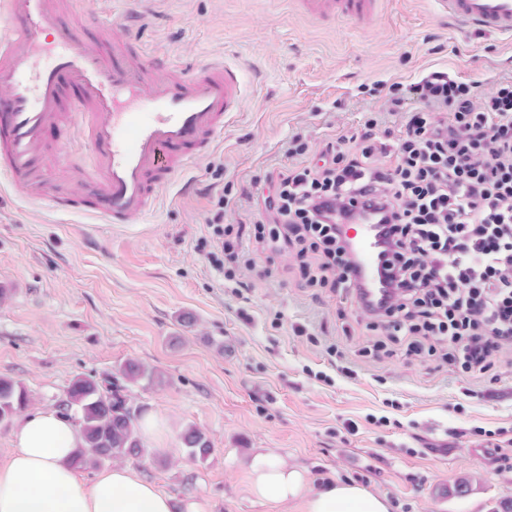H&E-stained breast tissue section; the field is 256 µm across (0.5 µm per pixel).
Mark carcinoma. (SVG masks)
Listing matches in <instances>:
<instances>
[{
  "label": "carcinoma",
  "mask_w": 512,
  "mask_h": 512,
  "mask_svg": "<svg viewBox=\"0 0 512 512\" xmlns=\"http://www.w3.org/2000/svg\"><path fill=\"white\" fill-rule=\"evenodd\" d=\"M122 374L133 384L142 381L151 386L162 384V376L137 360L127 361ZM129 396L104 386L93 377L78 375L66 390L61 414L79 427L84 446L73 460L78 468L99 465L122 458H140L148 454L137 428V417L125 406ZM30 402L26 388L10 379L0 378V423L10 420ZM188 457L205 462L212 452L210 440L199 428L189 425L181 434Z\"/></svg>",
  "instance_id": "obj_1"
}]
</instances>
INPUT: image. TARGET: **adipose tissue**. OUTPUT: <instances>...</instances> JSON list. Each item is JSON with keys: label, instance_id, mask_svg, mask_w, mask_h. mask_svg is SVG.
I'll return each mask as SVG.
<instances>
[{"label": "adipose tissue", "instance_id": "obj_1", "mask_svg": "<svg viewBox=\"0 0 512 512\" xmlns=\"http://www.w3.org/2000/svg\"><path fill=\"white\" fill-rule=\"evenodd\" d=\"M81 444L78 427L56 411L21 416L11 450L0 458V512H207L203 499L173 500L124 463L81 478L72 465ZM249 471L254 496L297 501L303 512H390L385 496L351 480L312 488L305 471L268 452L255 454Z\"/></svg>", "mask_w": 512, "mask_h": 512}]
</instances>
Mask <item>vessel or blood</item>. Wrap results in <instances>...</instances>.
Segmentation results:
<instances>
[{
  "mask_svg": "<svg viewBox=\"0 0 512 512\" xmlns=\"http://www.w3.org/2000/svg\"><path fill=\"white\" fill-rule=\"evenodd\" d=\"M440 12L474 29L512 35V0H435ZM321 21L372 20L379 0H294ZM64 0H0V176L26 198L60 212L86 211L126 224L154 208L160 190L188 160L202 157L242 108L232 68L208 63L183 73L167 54L148 52L136 37L94 41L63 25ZM75 90L63 111L66 90ZM80 122L92 147L84 193L46 191L47 128ZM368 284L379 276L374 225L355 238Z\"/></svg>",
  "mask_w": 512,
  "mask_h": 512,
  "instance_id": "obj_1",
  "label": "vessel or blood"
}]
</instances>
